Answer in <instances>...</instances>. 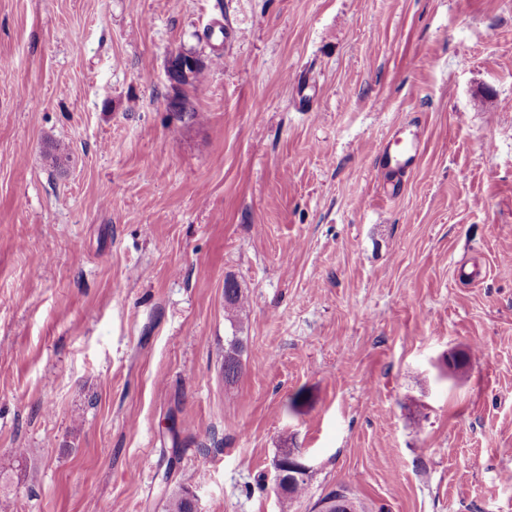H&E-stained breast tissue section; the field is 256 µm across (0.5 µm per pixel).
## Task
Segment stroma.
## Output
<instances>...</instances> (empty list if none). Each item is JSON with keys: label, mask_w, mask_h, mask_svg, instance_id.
Returning a JSON list of instances; mask_svg holds the SVG:
<instances>
[{"label": "stroma", "mask_w": 512, "mask_h": 512, "mask_svg": "<svg viewBox=\"0 0 512 512\" xmlns=\"http://www.w3.org/2000/svg\"><path fill=\"white\" fill-rule=\"evenodd\" d=\"M509 257L512 0H0V512H512ZM190 58L186 55H184L182 52H177L175 54H172L169 59V66L167 68L168 75L170 81H174L178 84L182 85H192L195 82H199L200 79L204 75V71L206 68V64L201 59H196V65L194 61H191V68H195L192 70L193 72V79L191 82L186 81L190 80L192 73L185 70L184 78L182 74V68L189 62ZM410 126L396 128L379 152L378 170L388 179L411 170L422 153L420 135ZM247 300L242 296L239 288L232 282L224 284V309L227 311L229 321L234 323L238 314L245 309ZM241 348L240 339L237 336H231L224 353V379L227 382H233L238 377ZM285 453V452H284ZM283 453V454H284ZM276 463V467L279 468L275 471L273 484L277 491H280V484L282 487L281 494L284 496V500L288 502V508H291L293 503L300 498H302L306 491V480L304 478L305 473L295 477L292 475H288V459L283 457ZM286 454V453H285ZM285 472V476L283 477L281 471ZM283 478V480H282Z\"/></svg>", "instance_id": "stroma-1"}]
</instances>
